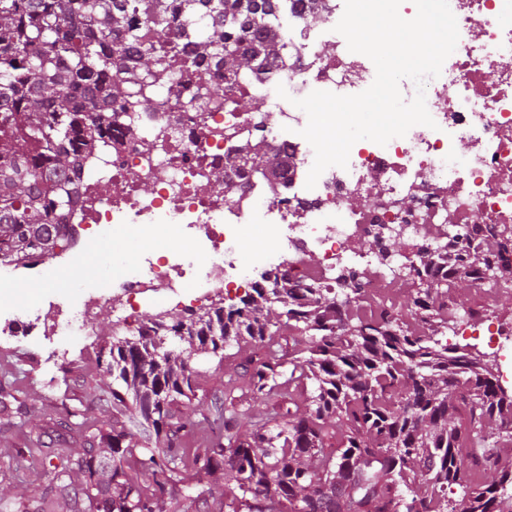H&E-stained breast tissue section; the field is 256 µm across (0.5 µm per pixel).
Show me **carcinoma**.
Listing matches in <instances>:
<instances>
[{
    "label": "carcinoma",
    "instance_id": "1",
    "mask_svg": "<svg viewBox=\"0 0 512 512\" xmlns=\"http://www.w3.org/2000/svg\"><path fill=\"white\" fill-rule=\"evenodd\" d=\"M276 9L277 0H0V260H43L66 245V225L53 218L70 205L77 153L112 146L90 108L151 107L129 99L113 60L144 86L214 64L238 78L285 50L267 25ZM242 150L262 175L282 177L263 142ZM237 175L211 174L226 201ZM369 247L384 261L397 240L378 235ZM509 251L512 226L474 224L465 244L426 255L404 279L409 320L383 305L362 309L358 270L341 271L334 288L265 275L252 292L212 304L200 325L193 310L151 316L137 339L112 344V433L78 424L92 443L69 467L43 469L48 491L18 512H57L61 498L73 512L79 500L89 512H161L162 496L204 476L223 481L224 512H512V453L471 451L492 435L512 446V393L481 354L448 344L455 290L488 276L512 298V265L501 263ZM284 327L309 334L308 345L285 351ZM170 336L189 347L164 349ZM249 341L265 352L246 357L240 379L271 412L244 431L233 404L212 420L176 417V406L195 410L191 358ZM309 381L303 406L285 408ZM217 423L225 445L208 432ZM182 431L195 445L191 477ZM139 432L155 436L147 458L134 454ZM146 475L150 496L139 485Z\"/></svg>",
    "mask_w": 512,
    "mask_h": 512
}]
</instances>
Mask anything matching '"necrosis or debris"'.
I'll return each mask as SVG.
<instances>
[{"mask_svg":"<svg viewBox=\"0 0 512 512\" xmlns=\"http://www.w3.org/2000/svg\"><path fill=\"white\" fill-rule=\"evenodd\" d=\"M459 40L439 77L426 82V105L435 127H412L386 145L357 141L347 167L332 166L306 188L314 151L299 134L308 121L295 100L315 90L353 95L375 79L365 55L349 51L334 27L344 0H282L274 27L286 53L261 61L240 83H224L225 97L256 95L279 115L278 126L260 113L205 102L217 69L177 74L155 92L150 110L95 111L112 125V146L79 157L70 175L73 202L57 221L71 227L69 247L47 266L73 265L88 244L135 226L151 254L114 278L110 288L81 289L75 301L45 294L17 325L21 335L52 342L48 362L69 353L72 337L88 336L110 313L116 328L136 333L143 309L205 307L217 294L244 295L255 282L244 275L251 257L241 243L252 228L264 230L260 255L268 271L299 286H333L344 269H365L366 295L381 298L399 284L424 251L465 241L473 219L512 224V0H449ZM316 23H308L310 12ZM287 98H280L277 86ZM264 140L272 157L288 165L270 183L243 176L225 201L209 172L234 162L236 149ZM106 192H99V182ZM401 236L404 250L386 261L352 242L376 233ZM474 290L478 305L458 310L459 333L484 337L498 359L501 383L512 384V322L495 319L498 291L486 280ZM54 310L53 317L43 308Z\"/></svg>","mask_w":512,"mask_h":512,"instance_id":"obj_1","label":"necrosis or debris"}]
</instances>
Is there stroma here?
I'll use <instances>...</instances> for the list:
<instances>
[{"mask_svg": "<svg viewBox=\"0 0 512 512\" xmlns=\"http://www.w3.org/2000/svg\"><path fill=\"white\" fill-rule=\"evenodd\" d=\"M111 346L112 321L107 316L95 326L93 336L74 337L67 359L53 368L33 337L0 335V387L16 397L29 430L38 433L50 451H80L74 424L87 418L110 432L112 377L97 357ZM243 360L230 347L220 358L193 356L190 364L200 373L194 399L199 413H209L224 402V384ZM22 443L14 427L0 421V497L24 502L40 493L42 483L36 467L19 455Z\"/></svg>", "mask_w": 512, "mask_h": 512, "instance_id": "35a3bbf8", "label": "stroma"}]
</instances>
